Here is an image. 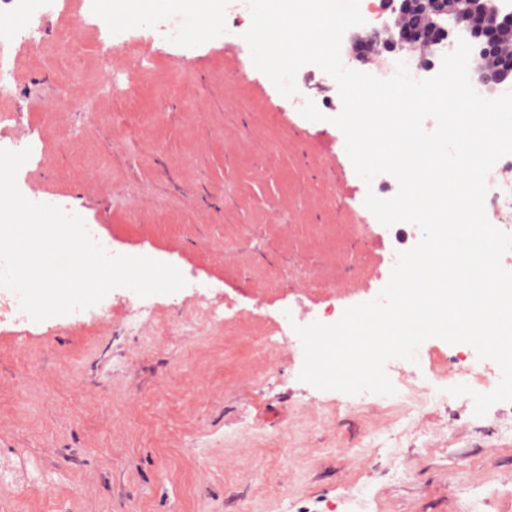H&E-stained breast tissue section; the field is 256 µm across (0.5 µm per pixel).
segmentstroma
<instances>
[{
    "label": "stroma",
    "mask_w": 512,
    "mask_h": 512,
    "mask_svg": "<svg viewBox=\"0 0 512 512\" xmlns=\"http://www.w3.org/2000/svg\"><path fill=\"white\" fill-rule=\"evenodd\" d=\"M179 0L142 10L121 0L112 54L125 95L102 112H51L44 80L64 74L92 95L98 36L76 56L24 52L0 133L31 129L43 155L17 174L48 204L81 216L123 255L175 266L186 280L153 295L155 319L113 331L124 307L100 305L36 322L0 323V464L42 475L52 495L0 481V512H466L488 498L512 512V402L476 416L449 397L416 417L380 395L321 390L302 359L260 347L288 307L307 321L338 282L374 299L393 242L367 223V187L332 122L336 81L303 65L326 96L310 121L257 70L243 35L248 6L223 8L224 33L177 43L164 31ZM372 25L348 29L343 63L376 74L385 54L359 53ZM98 168L101 179L85 180ZM368 224V247L346 242ZM232 303L221 326L189 328L195 288Z\"/></svg>",
    "instance_id": "35a3bbf8"
}]
</instances>
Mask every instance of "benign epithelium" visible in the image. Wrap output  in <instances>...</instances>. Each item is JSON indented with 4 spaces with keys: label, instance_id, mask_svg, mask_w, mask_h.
<instances>
[{
    "label": "benign epithelium",
    "instance_id": "1",
    "mask_svg": "<svg viewBox=\"0 0 512 512\" xmlns=\"http://www.w3.org/2000/svg\"><path fill=\"white\" fill-rule=\"evenodd\" d=\"M394 14L392 22L367 37L405 63L415 51L434 47L456 33L479 48L477 92H489L512 83V11L503 0H384Z\"/></svg>",
    "mask_w": 512,
    "mask_h": 512
}]
</instances>
